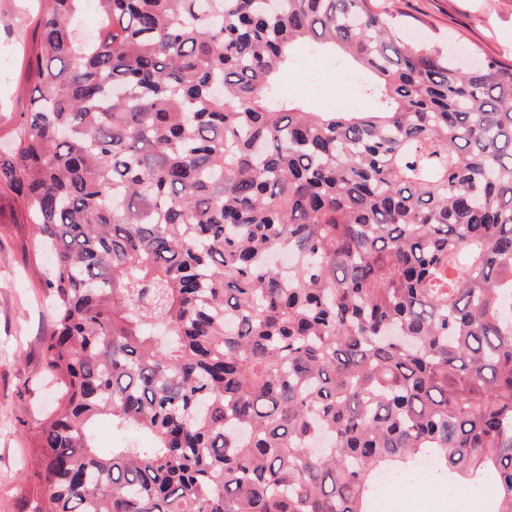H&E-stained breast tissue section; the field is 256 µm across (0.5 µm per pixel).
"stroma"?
<instances>
[{
    "instance_id": "35a3bbf8",
    "label": "stroma",
    "mask_w": 512,
    "mask_h": 512,
    "mask_svg": "<svg viewBox=\"0 0 512 512\" xmlns=\"http://www.w3.org/2000/svg\"><path fill=\"white\" fill-rule=\"evenodd\" d=\"M40 0H0V137L28 111V62L37 38ZM400 34L451 52L459 65L512 59V0H378ZM41 250L9 192L0 193V512H18L34 487L24 425L54 402L41 377L42 339L51 329Z\"/></svg>"
}]
</instances>
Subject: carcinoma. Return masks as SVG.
Listing matches in <instances>:
<instances>
[{"mask_svg":"<svg viewBox=\"0 0 512 512\" xmlns=\"http://www.w3.org/2000/svg\"><path fill=\"white\" fill-rule=\"evenodd\" d=\"M84 2L43 0L0 151L54 251L31 512H373L381 474L512 512V64L372 0ZM303 45L373 109L280 98ZM74 25L86 37H94L97 34L100 22L94 0H86ZM109 423L108 420L103 419L96 424L97 445L99 448H111L112 445H115L118 441L141 446H146L151 442L147 434L138 431H131L127 435H122L118 432L116 434ZM441 486V485H440ZM442 487V488H441ZM436 487L435 491L439 493V501H443L445 498H448V506L447 504H442L438 508L434 509L435 511H443L448 512V507L452 505H456L455 503L458 502L459 498L461 496H465L468 499L476 500L482 503V506L484 508L483 512H490L492 511V504H493V496L491 492V487L489 483L483 482L480 484H477L475 486H472L471 489L467 492L466 495L462 494L461 492L458 493H448L447 489H444V486Z\"/></svg>","mask_w":512,"mask_h":512,"instance_id":"1","label":"carcinoma"}]
</instances>
